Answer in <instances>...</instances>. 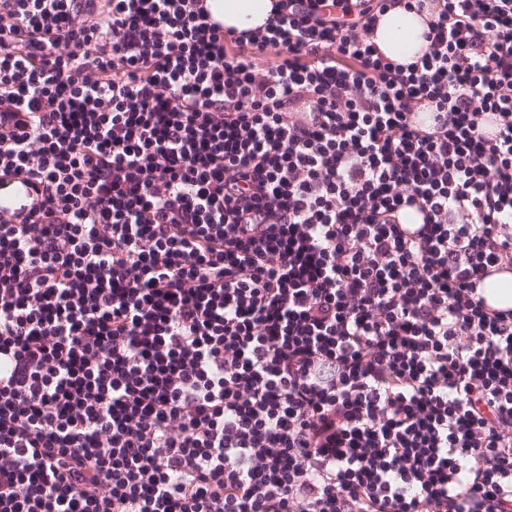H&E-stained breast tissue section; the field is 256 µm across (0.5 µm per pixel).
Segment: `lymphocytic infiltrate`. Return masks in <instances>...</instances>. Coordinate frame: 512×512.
I'll return each instance as SVG.
<instances>
[{
    "mask_svg": "<svg viewBox=\"0 0 512 512\" xmlns=\"http://www.w3.org/2000/svg\"><path fill=\"white\" fill-rule=\"evenodd\" d=\"M0 0V512H512V0ZM212 16L224 21V29L237 31L263 25L276 0H207ZM426 18L404 8L402 3L388 7L378 18V24L369 40L390 60L398 64H408L421 56L427 42L424 33L427 31ZM404 32L405 40L400 41L398 35ZM33 196L32 189L26 183L13 178L2 179L0 181V212L2 216L27 212ZM479 292L496 308H512V274L500 273L487 278Z\"/></svg>",
    "mask_w": 512,
    "mask_h": 512,
    "instance_id": "obj_1",
    "label": "lymphocytic infiltrate"
}]
</instances>
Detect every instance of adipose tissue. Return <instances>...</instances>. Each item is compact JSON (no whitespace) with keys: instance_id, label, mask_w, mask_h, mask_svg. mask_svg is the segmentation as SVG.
<instances>
[{"instance_id":"adipose-tissue-1","label":"adipose tissue","mask_w":512,"mask_h":512,"mask_svg":"<svg viewBox=\"0 0 512 512\" xmlns=\"http://www.w3.org/2000/svg\"><path fill=\"white\" fill-rule=\"evenodd\" d=\"M275 0H208L212 16L223 21L225 28L239 31L263 25ZM427 24L421 17L405 9L403 4L387 8L378 18L370 36L378 50L398 64H407L421 56L427 43Z\"/></svg>"}]
</instances>
